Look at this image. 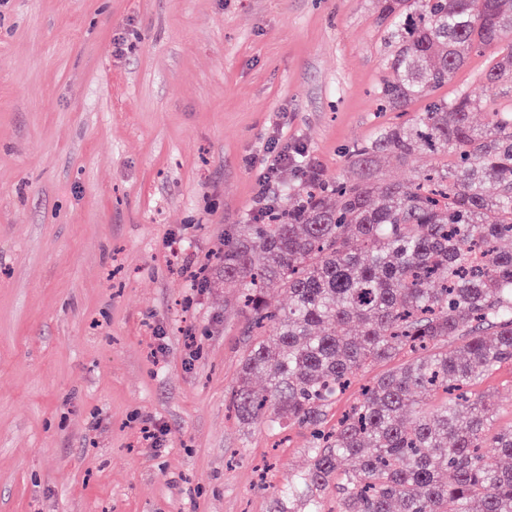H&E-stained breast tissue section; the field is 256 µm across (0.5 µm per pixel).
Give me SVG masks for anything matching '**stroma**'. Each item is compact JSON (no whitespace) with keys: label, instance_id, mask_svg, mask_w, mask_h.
Here are the masks:
<instances>
[{"label":"stroma","instance_id":"1","mask_svg":"<svg viewBox=\"0 0 512 512\" xmlns=\"http://www.w3.org/2000/svg\"><path fill=\"white\" fill-rule=\"evenodd\" d=\"M374 19V0L0 7V512H275L308 433L277 448L229 414L249 319L193 274L308 165L355 177L394 118ZM471 391L512 424V365Z\"/></svg>","mask_w":512,"mask_h":512}]
</instances>
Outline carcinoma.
Listing matches in <instances>:
<instances>
[{"mask_svg":"<svg viewBox=\"0 0 512 512\" xmlns=\"http://www.w3.org/2000/svg\"><path fill=\"white\" fill-rule=\"evenodd\" d=\"M385 58L379 100L406 120L356 145L354 181L311 182L243 225L215 274L239 288L253 339L228 408L271 436L309 431L308 468L288 476L279 512H512V425L490 429L470 383L512 363V99L487 109L467 90L441 96L474 53L494 49L486 92L512 94V0H375ZM486 110L478 125L473 113ZM433 162L408 182L378 159ZM288 307L268 310L264 290ZM461 337L452 352L441 349ZM394 367L363 387L331 427L351 378ZM262 377L257 389L253 379ZM443 392L441 405L423 398ZM358 459L355 469L343 461ZM447 472L450 479L442 480Z\"/></svg>","mask_w":512,"mask_h":512,"instance_id":"carcinoma-1","label":"carcinoma"}]
</instances>
